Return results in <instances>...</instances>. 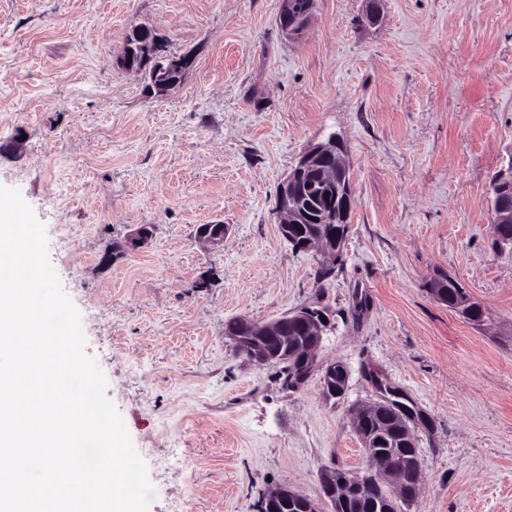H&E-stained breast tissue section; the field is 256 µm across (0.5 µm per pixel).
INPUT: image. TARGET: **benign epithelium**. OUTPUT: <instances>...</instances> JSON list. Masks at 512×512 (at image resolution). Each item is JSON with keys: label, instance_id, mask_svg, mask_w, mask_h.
Listing matches in <instances>:
<instances>
[{"label": "benign epithelium", "instance_id": "7a95c632", "mask_svg": "<svg viewBox=\"0 0 512 512\" xmlns=\"http://www.w3.org/2000/svg\"><path fill=\"white\" fill-rule=\"evenodd\" d=\"M317 0H311L307 11L303 14L295 12L293 0H280L278 22L282 32L289 38L295 39L303 35L311 22ZM165 39L153 32L152 40L138 45L140 54L155 60L160 64L159 76L152 83L154 95L161 97L169 90L181 83L187 67L178 70L179 79L169 80L173 75L172 66L161 64L158 48ZM347 150L343 140L331 134L324 139L310 145L300 156L291 172L280 182L277 191V213L279 215V230L283 237L297 248L303 250L316 249L330 263L343 254V234L334 224H328L320 232H307L302 235L293 233L300 215V189L313 175L336 184V203L330 214L337 212L348 213L351 210L352 169L346 158ZM512 226V201L496 193L493 195V224L490 225L491 235L501 238L505 242L512 241V235L507 233ZM227 227L222 224H202L197 228V237L201 241L213 246L224 245V235ZM153 236L150 225L136 226L124 241L118 243L112 251V259L126 255L144 247ZM455 311L473 322H482L485 318L483 308L463 292L456 294L452 304ZM326 311L321 307L306 306L290 311L284 316L269 322H257L245 316L236 318L241 334L230 333L228 337L238 348V352L252 365L265 368L276 361V357L267 348V340L276 338L282 342L281 350H288V334L295 329L305 332V344L298 349L294 356L301 357L303 369L293 380V386L304 383L311 373L317 369L324 372L334 371L336 368L346 369L347 365L341 361L324 360L320 358L327 324L321 317ZM383 394L377 400H372L355 407L352 411V425L354 431L362 433V424L366 417L375 414H399L403 418V439L409 443L416 440L418 418L413 409L406 403V397L392 388H382ZM388 481L399 489L400 498L412 502L419 498L422 484V469L414 468L411 478H405L401 468L390 458H376L373 464L363 472H353L336 467L322 469L320 484L323 497L334 501L345 494L346 489L359 483L367 489L376 484ZM301 496V493L288 487H277L270 490L264 497L269 506L285 498Z\"/></svg>", "mask_w": 512, "mask_h": 512}]
</instances>
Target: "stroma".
I'll return each instance as SVG.
<instances>
[{"label":"stroma","instance_id":"stroma-1","mask_svg":"<svg viewBox=\"0 0 512 512\" xmlns=\"http://www.w3.org/2000/svg\"><path fill=\"white\" fill-rule=\"evenodd\" d=\"M279 0H0V186L44 224L50 260L145 461L149 512H260L287 486L329 512L319 472L368 466L352 408L376 382L428 419L408 512H512V246L489 184L512 161V0H318L297 40ZM147 25L192 58L166 96L114 64ZM343 139L354 206L325 266L279 231V182ZM153 236L111 263L137 225ZM225 224L223 247L196 236ZM454 278L475 323L430 293ZM331 311L318 375L284 389L224 335ZM493 198V223L490 225L491 235L493 238L500 237L506 243L511 244L512 229L510 234L507 230L512 225V201L503 197L501 194L496 193Z\"/></svg>","mask_w":512,"mask_h":512}]
</instances>
